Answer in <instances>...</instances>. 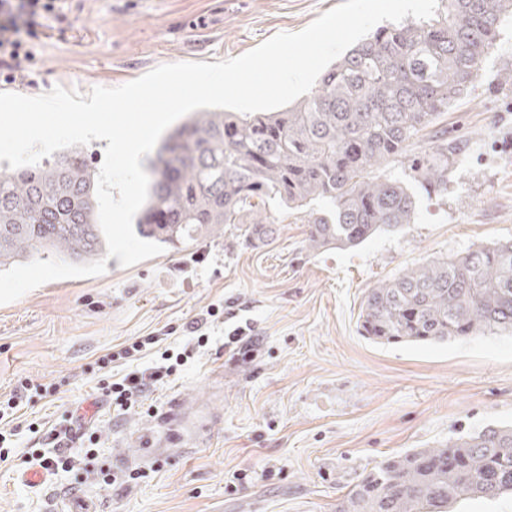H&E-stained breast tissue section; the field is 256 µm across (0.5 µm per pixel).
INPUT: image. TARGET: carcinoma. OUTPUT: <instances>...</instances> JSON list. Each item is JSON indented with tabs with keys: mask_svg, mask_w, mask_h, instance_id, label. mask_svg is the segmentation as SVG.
I'll list each match as a JSON object with an SVG mask.
<instances>
[{
	"mask_svg": "<svg viewBox=\"0 0 512 512\" xmlns=\"http://www.w3.org/2000/svg\"><path fill=\"white\" fill-rule=\"evenodd\" d=\"M512 0H438L433 18L378 27L320 77L315 91L278 112L201 109L161 142L135 231L186 250L225 224L247 241L272 233L276 201L308 214L309 244L354 247L413 222L400 181L375 175L405 160L424 189H448L453 141L418 152V134L478 76ZM76 145L53 162L0 173V271L52 253L76 264L106 255L96 181ZM363 335L381 343L444 342L512 333V239L434 258L369 289ZM512 494V425L486 427L384 459L337 512H451L463 497Z\"/></svg>",
	"mask_w": 512,
	"mask_h": 512,
	"instance_id": "obj_1",
	"label": "carcinoma"
}]
</instances>
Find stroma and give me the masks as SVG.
Masks as SVG:
<instances>
[{"label":"stroma","instance_id":"35a3bbf8","mask_svg":"<svg viewBox=\"0 0 512 512\" xmlns=\"http://www.w3.org/2000/svg\"><path fill=\"white\" fill-rule=\"evenodd\" d=\"M342 0H64L71 28L43 40L31 79L0 84L27 96L89 92L158 65L215 63L306 28ZM458 149L448 190L430 195L407 163L380 166L416 201L413 223L353 248L310 249L309 226L272 204L271 239L246 244L225 225L186 252L166 251L104 274L48 282L0 305V397L23 380L55 386L22 404L13 458L0 461V512H336L386 456L512 422V335L432 344L361 336L366 291L425 260L512 239V17L468 91L434 129ZM225 321L196 348L182 326L209 305ZM251 324L245 361L224 331ZM167 331L189 360L151 399L156 415L115 416L95 390L96 358L134 336ZM93 419L103 445L76 469L28 485L25 453L71 411ZM38 424L30 432L29 424ZM125 476L113 495L97 476Z\"/></svg>","mask_w":512,"mask_h":512}]
</instances>
